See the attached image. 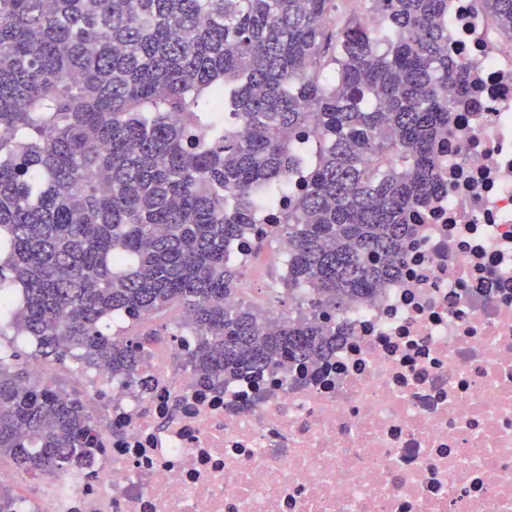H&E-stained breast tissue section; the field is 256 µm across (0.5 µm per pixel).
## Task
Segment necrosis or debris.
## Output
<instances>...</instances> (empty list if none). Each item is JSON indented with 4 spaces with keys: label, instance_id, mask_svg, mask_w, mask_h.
Returning a JSON list of instances; mask_svg holds the SVG:
<instances>
[{
    "label": "necrosis or debris",
    "instance_id": "1",
    "mask_svg": "<svg viewBox=\"0 0 512 512\" xmlns=\"http://www.w3.org/2000/svg\"><path fill=\"white\" fill-rule=\"evenodd\" d=\"M469 67L393 282L312 313L330 354L217 387L162 341L129 382L71 366L100 443L21 512H512V33L448 0Z\"/></svg>",
    "mask_w": 512,
    "mask_h": 512
}]
</instances>
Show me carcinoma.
Wrapping results in <instances>:
<instances>
[{
  "label": "carcinoma",
  "mask_w": 512,
  "mask_h": 512,
  "mask_svg": "<svg viewBox=\"0 0 512 512\" xmlns=\"http://www.w3.org/2000/svg\"><path fill=\"white\" fill-rule=\"evenodd\" d=\"M0 0V457L32 477L96 447L79 399L28 357L137 374L161 337L222 385L325 355L339 334L238 295L226 246L304 189L261 240L288 241V295L341 308L394 279L468 68L448 0ZM512 31V0H480ZM244 132H239L238 128ZM184 319L124 335L112 318Z\"/></svg>",
  "instance_id": "1"
}]
</instances>
